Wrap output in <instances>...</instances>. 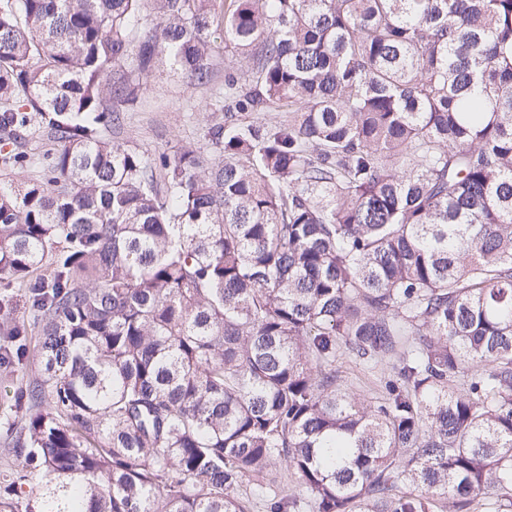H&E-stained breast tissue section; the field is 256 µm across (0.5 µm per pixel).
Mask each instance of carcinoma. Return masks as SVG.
<instances>
[{"label": "carcinoma", "instance_id": "obj_1", "mask_svg": "<svg viewBox=\"0 0 512 512\" xmlns=\"http://www.w3.org/2000/svg\"><path fill=\"white\" fill-rule=\"evenodd\" d=\"M214 2L0 0V512H512V0ZM228 48L204 150L107 138ZM40 118L36 116L31 123L27 136L22 141L21 149L25 151L30 161L24 169H18L8 174L10 181L15 185H24L38 178L42 167V156L48 149L45 141L42 140L38 131ZM336 370L343 388L374 396L383 385L379 368L364 370L349 357L341 356L336 361ZM26 378L20 373H9L0 370V418L3 422V413L14 403V395L25 385Z\"/></svg>", "mask_w": 512, "mask_h": 512}]
</instances>
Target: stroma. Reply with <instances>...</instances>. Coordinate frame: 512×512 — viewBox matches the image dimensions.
<instances>
[{
	"instance_id": "obj_1",
	"label": "stroma",
	"mask_w": 512,
	"mask_h": 512,
	"mask_svg": "<svg viewBox=\"0 0 512 512\" xmlns=\"http://www.w3.org/2000/svg\"><path fill=\"white\" fill-rule=\"evenodd\" d=\"M246 69L244 59L231 51L218 59L210 85L191 86L170 72L165 62H157L145 76L146 90L141 104L122 113L113 125V140L156 157L184 148H202L209 141L211 127L224 119V71Z\"/></svg>"
}]
</instances>
